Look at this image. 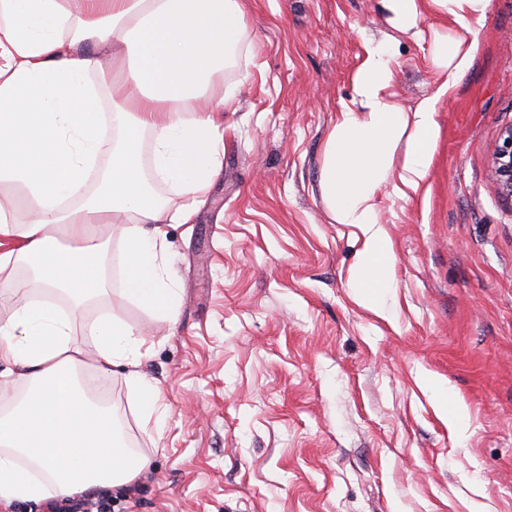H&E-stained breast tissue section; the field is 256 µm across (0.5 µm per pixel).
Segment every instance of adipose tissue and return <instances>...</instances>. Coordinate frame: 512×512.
Returning <instances> with one entry per match:
<instances>
[{"label": "adipose tissue", "mask_w": 512, "mask_h": 512, "mask_svg": "<svg viewBox=\"0 0 512 512\" xmlns=\"http://www.w3.org/2000/svg\"><path fill=\"white\" fill-rule=\"evenodd\" d=\"M396 34L418 36L426 5L451 25L432 46L434 64L456 74L470 56L490 0H383ZM246 33L244 0H0V181L25 190L29 220L16 224L0 208V288L19 290L15 272L69 293L72 306L104 293L103 253L89 231L124 214L122 268L127 295L176 322L178 295L158 248L165 201L146 178L145 135L155 171L180 194L195 195L219 172L215 140L237 98L236 87L210 93ZM395 37L367 47L353 95L328 132L319 189L333 222L362 232L357 285L378 316L392 312L395 262L378 226L376 195L399 179L417 189L431 165L436 101L413 111L397 104ZM122 119L112 140L107 117ZM402 170H395L398 145ZM101 184L86 195L90 175ZM84 197L83 205L71 201ZM94 346L100 373L126 368L143 421L168 409L159 385L140 367L137 331L106 312L76 324L59 305L30 302L0 321V362L24 395L0 385V512L18 499L64 500L94 489L128 487L148 459L128 448L111 409L83 388L84 351Z\"/></svg>", "instance_id": "obj_1"}]
</instances>
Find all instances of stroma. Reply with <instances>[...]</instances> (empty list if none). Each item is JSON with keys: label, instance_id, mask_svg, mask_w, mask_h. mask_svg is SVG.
<instances>
[{"label": "stroma", "instance_id": "stroma-1", "mask_svg": "<svg viewBox=\"0 0 512 512\" xmlns=\"http://www.w3.org/2000/svg\"><path fill=\"white\" fill-rule=\"evenodd\" d=\"M250 49L217 74L240 82L218 134L222 168L197 198L160 182L159 254L176 323L133 302L118 260L125 223L98 225L106 292L77 311L145 332L141 370L170 411L143 424L123 368L97 383L149 464L110 512H512V201L491 155L512 126V0H490L454 80L434 65L446 15L402 38L394 99L436 98L431 166L417 191L383 185L396 262L377 316L356 286L361 230L319 189L326 134L366 43L391 35L382 0H245ZM433 377L445 391L425 382ZM462 400L469 436L441 405Z\"/></svg>", "mask_w": 512, "mask_h": 512}]
</instances>
